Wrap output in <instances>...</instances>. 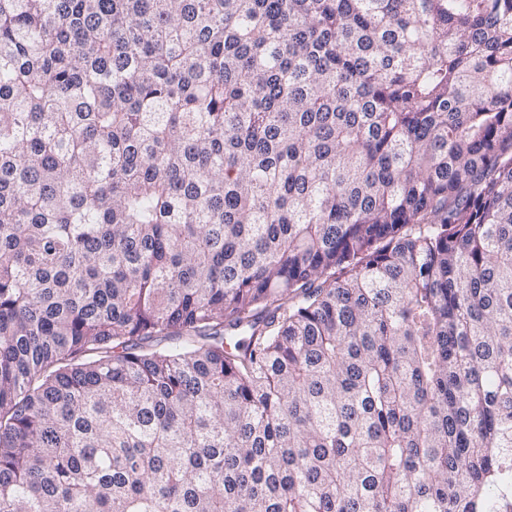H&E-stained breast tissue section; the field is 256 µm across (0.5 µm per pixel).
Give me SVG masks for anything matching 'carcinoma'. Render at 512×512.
Instances as JSON below:
<instances>
[{"label": "carcinoma", "instance_id": "carcinoma-1", "mask_svg": "<svg viewBox=\"0 0 512 512\" xmlns=\"http://www.w3.org/2000/svg\"><path fill=\"white\" fill-rule=\"evenodd\" d=\"M512 0H0V512H503Z\"/></svg>", "mask_w": 512, "mask_h": 512}]
</instances>
